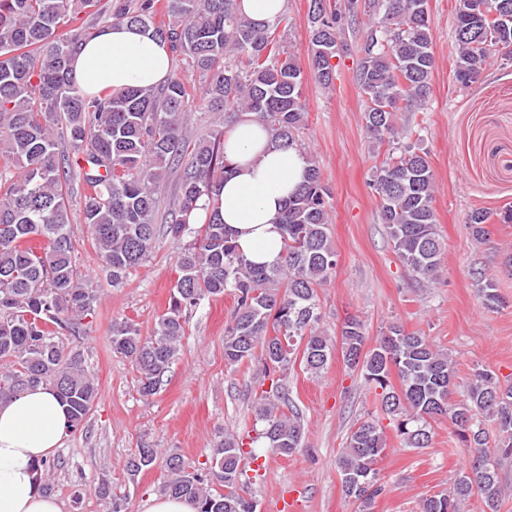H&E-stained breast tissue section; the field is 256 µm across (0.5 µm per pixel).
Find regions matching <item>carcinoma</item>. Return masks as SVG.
I'll return each instance as SVG.
<instances>
[{"mask_svg":"<svg viewBox=\"0 0 512 512\" xmlns=\"http://www.w3.org/2000/svg\"><path fill=\"white\" fill-rule=\"evenodd\" d=\"M484 0H459L455 18L454 78L466 87L481 77L490 48L512 49V0H493L496 15L481 10ZM330 0H310L308 69L288 52L280 30L284 13L260 27L242 13L241 0H0V400L33 384L52 386L66 403L69 430L77 431L93 407L99 385L78 354L66 356L55 337L75 340L95 314L99 289L73 260L68 211L71 182L86 186L83 223L91 230L112 287L141 267L155 240L165 235L179 246L177 277L166 312L153 335L143 337L128 318L112 321V349L129 358L139 373L142 397L159 393L179 358L187 311L202 300L234 295L224 328V362L234 372L252 360L264 366L270 388L254 393L256 436L265 454L291 456L303 447L304 420L288 398L285 379L292 358L321 374L335 341L319 328L317 288L336 272L329 234L330 193L307 152L304 178L281 221L282 260L256 266L240 253L221 215L217 186L231 171L224 156L229 118L250 112L278 146L298 144L307 110L304 84L333 83L339 27L355 14ZM81 13L105 24L127 23L165 43L175 66L162 86L84 94L73 77L75 56L89 34L75 24ZM204 78L187 85L182 65ZM435 68L428 0H373L355 74L366 98L368 138L383 142L395 133L396 114L421 109ZM191 103L217 115L205 138L181 122ZM67 142L72 155L60 151ZM177 173V201L158 222L159 194ZM372 188L378 219L394 252L418 281L437 278L442 255L433 209L435 182L428 159L406 147L376 167ZM492 212L471 211L472 235L483 240ZM341 354L358 369L381 410L393 417L407 448H427L432 423L446 419L469 463L452 488L422 500L420 512H459L472 495L482 512H498L499 457L512 455V385L487 369L459 382L447 351L419 332L393 325L366 348L364 324L344 321ZM397 375L400 387L391 383ZM463 388V398L452 395ZM492 423L490 429L486 423ZM387 440L375 419L357 421L337 461L342 490L373 512L382 494L376 464ZM158 450L138 448L125 463L127 482L156 461ZM244 440L233 434L214 444L208 469L189 470L168 455L164 494L188 498L198 512H256L239 493L246 476ZM224 487L219 492L212 484ZM109 512H129L128 495L104 478L95 487Z\"/></svg>","mask_w":512,"mask_h":512,"instance_id":"cac0c4a2","label":"carcinoma"}]
</instances>
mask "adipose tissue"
<instances>
[{
    "mask_svg": "<svg viewBox=\"0 0 512 512\" xmlns=\"http://www.w3.org/2000/svg\"><path fill=\"white\" fill-rule=\"evenodd\" d=\"M171 69L166 46L125 24L88 39L74 76L89 94L163 84ZM234 170L219 187L221 212L239 250L253 263L273 265L282 250L280 215L301 182L305 163L293 147L276 148L250 114H239L226 135ZM67 406L49 387H28L0 402V512H63L41 488L38 464L48 460L68 431Z\"/></svg>",
    "mask_w": 512,
    "mask_h": 512,
    "instance_id": "ef3b65f1",
    "label": "adipose tissue"
}]
</instances>
